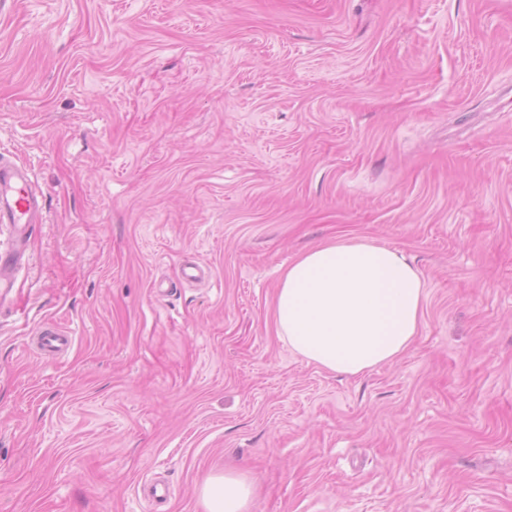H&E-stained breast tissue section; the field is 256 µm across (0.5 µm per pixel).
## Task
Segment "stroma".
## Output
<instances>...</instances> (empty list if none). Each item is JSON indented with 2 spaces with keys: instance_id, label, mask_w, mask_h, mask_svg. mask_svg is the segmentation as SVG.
<instances>
[{
  "instance_id": "stroma-1",
  "label": "stroma",
  "mask_w": 512,
  "mask_h": 512,
  "mask_svg": "<svg viewBox=\"0 0 512 512\" xmlns=\"http://www.w3.org/2000/svg\"><path fill=\"white\" fill-rule=\"evenodd\" d=\"M0 152L43 199L0 512H203L227 469L251 512H512V0H0ZM339 237L428 289L355 377L273 319ZM37 343L42 352L57 356L66 353L72 347L73 339L60 328L46 326L40 329Z\"/></svg>"
}]
</instances>
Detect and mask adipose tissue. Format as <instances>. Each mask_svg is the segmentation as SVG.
<instances>
[{
    "label": "adipose tissue",
    "instance_id": "1",
    "mask_svg": "<svg viewBox=\"0 0 512 512\" xmlns=\"http://www.w3.org/2000/svg\"><path fill=\"white\" fill-rule=\"evenodd\" d=\"M424 276L398 249L364 239L314 247L284 270L274 308L278 336L308 362L361 375L403 354L423 324ZM254 480L227 472L201 490L206 512H249Z\"/></svg>",
    "mask_w": 512,
    "mask_h": 512
}]
</instances>
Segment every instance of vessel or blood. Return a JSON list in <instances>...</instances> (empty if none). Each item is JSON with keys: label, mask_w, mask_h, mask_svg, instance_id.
I'll use <instances>...</instances> for the list:
<instances>
[{"label": "vessel or blood", "mask_w": 512, "mask_h": 512, "mask_svg": "<svg viewBox=\"0 0 512 512\" xmlns=\"http://www.w3.org/2000/svg\"><path fill=\"white\" fill-rule=\"evenodd\" d=\"M42 209L43 202L28 172L0 160V222L12 225L14 230L10 247L0 249V293L11 287L23 263L30 230ZM37 343L42 352L57 356L71 348L73 339L60 328L46 326L40 330Z\"/></svg>", "instance_id": "vessel-or-blood-1"}]
</instances>
